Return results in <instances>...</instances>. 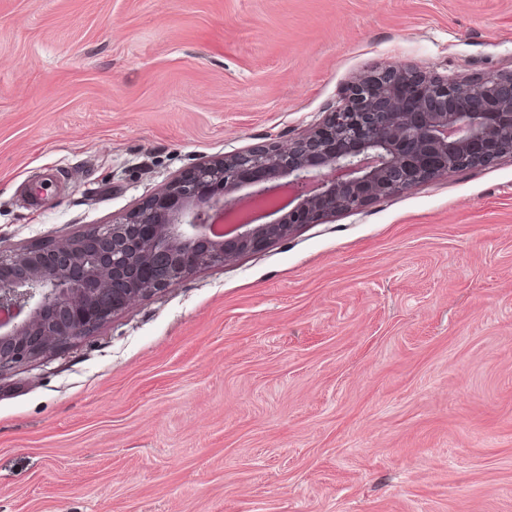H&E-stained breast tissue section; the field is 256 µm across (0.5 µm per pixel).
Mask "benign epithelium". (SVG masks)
<instances>
[{
	"label": "benign epithelium",
	"mask_w": 512,
	"mask_h": 512,
	"mask_svg": "<svg viewBox=\"0 0 512 512\" xmlns=\"http://www.w3.org/2000/svg\"><path fill=\"white\" fill-rule=\"evenodd\" d=\"M512 154V74L471 85L385 66L288 146L195 164L108 224L0 250V374L177 285L372 199Z\"/></svg>",
	"instance_id": "benign-epithelium-1"
}]
</instances>
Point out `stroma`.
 Returning a JSON list of instances; mask_svg holds the SVG:
<instances>
[{
  "label": "stroma",
  "instance_id": "35a3bbf8",
  "mask_svg": "<svg viewBox=\"0 0 512 512\" xmlns=\"http://www.w3.org/2000/svg\"><path fill=\"white\" fill-rule=\"evenodd\" d=\"M512 72V0H0V249L355 76ZM0 512H512V155L139 299L0 376Z\"/></svg>",
  "mask_w": 512,
  "mask_h": 512
}]
</instances>
